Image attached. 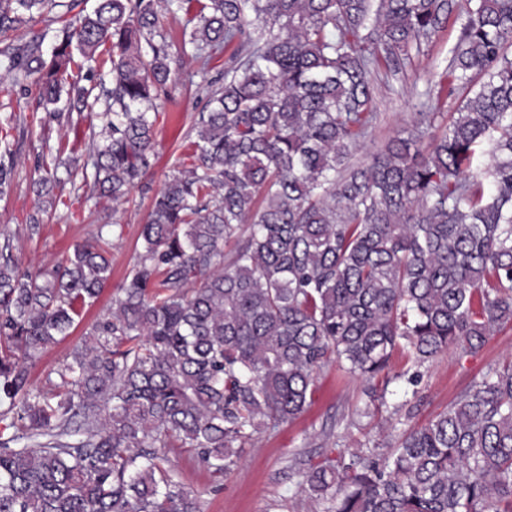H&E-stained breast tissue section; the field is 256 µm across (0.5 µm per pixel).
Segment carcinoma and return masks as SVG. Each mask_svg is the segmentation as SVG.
Wrapping results in <instances>:
<instances>
[{
	"label": "carcinoma",
	"mask_w": 512,
	"mask_h": 512,
	"mask_svg": "<svg viewBox=\"0 0 512 512\" xmlns=\"http://www.w3.org/2000/svg\"><path fill=\"white\" fill-rule=\"evenodd\" d=\"M185 2L74 15L79 0H0V70L38 85L54 119L102 121L67 173L117 206L152 166L171 64L206 74L232 50L112 307L39 386L36 359L97 301L111 260L88 244L30 272L0 238V512H201L169 449L222 476L260 427L306 411L330 361L370 382L369 415L385 405L375 380L415 396L420 368L512 325V0H196L174 53L160 9ZM51 13L46 59L33 23ZM453 13L439 86L466 90L457 111L418 112L407 137L351 163L375 118L371 71L423 53ZM105 45L111 81L88 88ZM41 168L31 237L62 202ZM397 350L411 369L391 372ZM297 485L316 512H512V361L386 452L340 450Z\"/></svg>",
	"instance_id": "1"
}]
</instances>
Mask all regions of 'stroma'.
<instances>
[{"label":"stroma","mask_w":512,"mask_h":512,"mask_svg":"<svg viewBox=\"0 0 512 512\" xmlns=\"http://www.w3.org/2000/svg\"><path fill=\"white\" fill-rule=\"evenodd\" d=\"M458 27V22L448 20L426 54L413 57L411 63L389 76L375 75L379 117L372 134L355 151L353 163L369 164L389 139L411 130L416 113L422 109L456 111L460 102L457 95L443 94L429 100L425 93L434 73L443 69ZM202 81L198 64L190 59L184 60L175 73L171 97L165 102L155 127L157 156L145 177L151 192L132 190L128 201L115 208L107 201L75 190L72 184H65L62 195L67 199L66 204L46 217L39 235L31 237L26 233V224L35 198L30 175L37 159L49 161L61 151L83 153L89 130L84 123L75 128L61 127L47 119L35 86L24 90L14 88L10 78L0 73V122L13 117L24 130L13 190L8 197L0 199V232L13 236L14 256L19 264L32 268L61 259L72 254L76 246L94 241L97 236L111 237L113 224L121 226V237L110 254V280L97 302L81 310L72 335L49 347L36 361L32 370L34 383H41L50 369L66 360L97 316L111 307L118 286L136 261V243L141 226L148 219L152 191L176 174L181 161L192 151L195 139L192 127L203 106L197 91ZM511 356L512 327L509 326L474 354L461 357L449 353L434 361L423 371L416 398L406 399L405 383H390L385 394L387 410L368 417L358 413L365 401V382L348 377L332 363L319 372L314 400L307 410L293 422L254 435L244 444L237 467L226 475H212L191 452H173L171 459L185 489L197 498L201 512H270L273 504L277 505V512H311L307 495L297 487L298 474L321 461L325 449L353 451L373 444L386 446L403 429L433 419L467 385ZM393 407L399 408L398 417L389 416L388 411Z\"/></svg>","instance_id":"stroma-1"}]
</instances>
